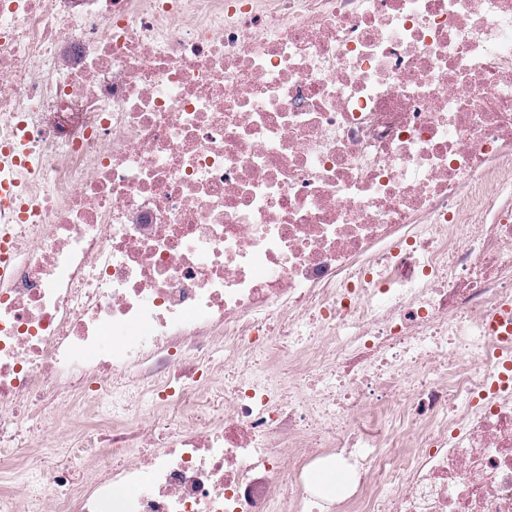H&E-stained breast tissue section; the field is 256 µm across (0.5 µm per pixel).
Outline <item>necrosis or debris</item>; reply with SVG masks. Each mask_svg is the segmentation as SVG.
<instances>
[{"label":"necrosis or debris","instance_id":"necrosis-or-debris-1","mask_svg":"<svg viewBox=\"0 0 512 512\" xmlns=\"http://www.w3.org/2000/svg\"><path fill=\"white\" fill-rule=\"evenodd\" d=\"M4 148L0 512H512V0H0Z\"/></svg>","mask_w":512,"mask_h":512}]
</instances>
